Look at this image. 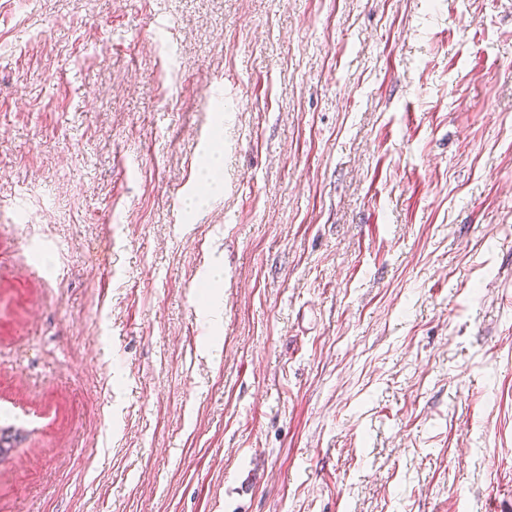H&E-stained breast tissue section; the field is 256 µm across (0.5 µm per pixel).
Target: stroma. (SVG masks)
Listing matches in <instances>:
<instances>
[{
  "label": "stroma",
  "mask_w": 512,
  "mask_h": 512,
  "mask_svg": "<svg viewBox=\"0 0 512 512\" xmlns=\"http://www.w3.org/2000/svg\"><path fill=\"white\" fill-rule=\"evenodd\" d=\"M0 512H512V0H0Z\"/></svg>",
  "instance_id": "obj_1"
}]
</instances>
